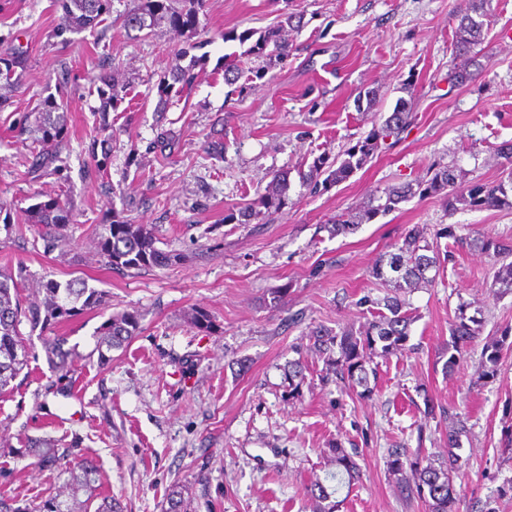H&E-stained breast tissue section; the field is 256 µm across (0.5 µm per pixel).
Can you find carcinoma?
<instances>
[{
	"mask_svg": "<svg viewBox=\"0 0 512 512\" xmlns=\"http://www.w3.org/2000/svg\"><path fill=\"white\" fill-rule=\"evenodd\" d=\"M62 10V21L55 36L67 32H82L95 29L110 14L111 0H56ZM486 0H467L465 9L454 15L458 20L456 28V49L469 53L479 44L482 36L484 4ZM202 0H138L135 7L117 18L125 31L142 32L152 29L159 21L166 19L170 26L181 33L192 34L199 24V10ZM301 29L303 17L287 14L284 20L266 30L251 44L244 56L263 60V65L245 75L240 71L236 60H225L224 83L234 85L240 79L251 81L263 79L268 71L288 60L291 48L283 36L286 27ZM23 52L10 49L0 52V80L13 82L18 69L22 68ZM194 74L192 68L176 67L157 83L158 108L165 111L173 93L190 86ZM98 88L99 107L96 113V135L88 145V153L94 162V170L105 173L111 157L112 110L121 99L120 90L113 79L101 78ZM410 118L408 103L396 102L390 115L382 125L374 127L367 136L346 150V158L341 162L329 161L323 154L314 158L306 174V185L310 193L316 194L349 179L355 172L373 158L380 147V140L403 129ZM36 146L31 151L32 161L25 175L35 181L45 175L61 171L56 147L65 138L67 113L59 111L52 100L44 103L43 111L35 118ZM226 149L224 134L214 131L207 137V154L222 157ZM288 191L287 174L272 177L264 192L252 204L231 209L224 214L226 224H250L265 215L279 212L286 204ZM445 194L448 211L457 210V205L471 209L512 208V173L497 182H468L460 170L452 166H437L431 176L416 184L406 183L391 187L384 194L373 198L359 220L369 221L380 214L392 212L402 202L418 195L422 198ZM31 221L38 225V233L44 242V250L53 251L63 247L69 239V225L73 223V205L67 198L50 197L26 209ZM357 220V221H359ZM350 216L338 215L325 225L330 235L336 236L357 225ZM157 238L152 230L143 224H134L118 214L112 215L102 224L98 238V255L107 266L119 272L140 271L151 267H165L180 259V254L165 251L156 246ZM478 247L495 259L504 263L494 275L497 293H512V262L505 259L512 256V238L484 236L476 240ZM454 260L451 250L440 252L439 246L428 242L419 230L413 228L404 236L401 243L394 245V251L382 254L371 268L370 274L394 288V293L383 298L373 299L369 295L361 297L358 305L367 308L372 319L360 331L345 328L335 331L326 326L314 328L309 335L312 348L323 360L320 376L325 383L337 379L348 382L358 390V395L368 397L373 392L369 385L367 364L374 354L388 356L404 349L409 338V326L413 317L406 309L401 292L412 291L433 282L428 276L444 263ZM29 274L25 266L17 267V272H0V393L5 391L27 367L29 359L36 356L23 344L22 325L30 331L44 333L55 326L76 317L107 306L105 291L89 286L82 277H74L65 282L43 277L39 281L44 301L38 302L23 294L28 287ZM473 314H467V309ZM481 309L469 302L460 305L455 320L450 327L451 344L448 345V359L444 363L447 372L458 366L463 351L477 338L482 328ZM141 331V315L127 311L105 320L96 331V344L89 356H97L100 364L110 361L107 352L120 348L138 336ZM512 333L504 329L503 339L488 344L483 352L485 357L483 376L495 375L504 338ZM42 350L49 368L57 381L71 380V365L78 357L75 348L68 346V337L63 335L43 338ZM306 366L299 360L288 362V395L301 394L305 381ZM465 429L464 421L456 419L448 428V460L435 462L419 456L398 453L389 461L391 472L397 475L401 495L410 500L418 498L426 503L430 512H448V504L456 492L454 479L458 474L457 462L461 447L459 436ZM82 439L73 437L58 448L44 439H30L24 448H15L13 453L31 456L42 470H48L63 479L62 490L40 502L20 505L15 499L0 495V512H122L120 503L112 497H104L98 505H93L95 484L99 473L92 463L85 461L76 467L70 460L81 456ZM332 452L336 462L341 464L351 477H358L359 468L352 456L340 445ZM88 496L80 501L79 492Z\"/></svg>",
	"mask_w": 512,
	"mask_h": 512,
	"instance_id": "obj_1",
	"label": "carcinoma"
}]
</instances>
